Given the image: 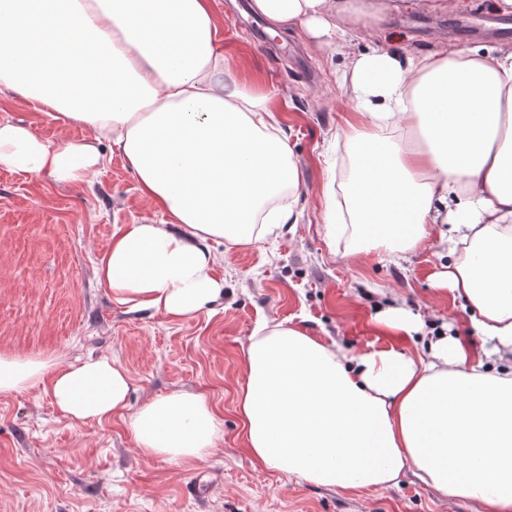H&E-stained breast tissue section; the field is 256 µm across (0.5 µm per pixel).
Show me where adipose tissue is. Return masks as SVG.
Masks as SVG:
<instances>
[{"instance_id":"ef3b65f1","label":"adipose tissue","mask_w":512,"mask_h":512,"mask_svg":"<svg viewBox=\"0 0 512 512\" xmlns=\"http://www.w3.org/2000/svg\"><path fill=\"white\" fill-rule=\"evenodd\" d=\"M276 27L340 46L387 0H254ZM212 0H0V94L65 123L49 141L0 121V169L82 184L124 158L161 223L116 227L96 276L127 311L187 321L224 296L209 242L246 246L299 221L297 162L273 91L228 79ZM355 114L346 210L362 252L441 247L438 289L468 314L476 343L428 330L390 302L386 346L363 355L300 327L259 324L237 399L259 467L340 491L412 474L475 512H512V45L350 57L339 77ZM420 340L416 352L405 342ZM44 384L70 424L125 420L143 457L211 455L221 421L202 395L129 403L112 359L67 365L0 356V396Z\"/></svg>"}]
</instances>
